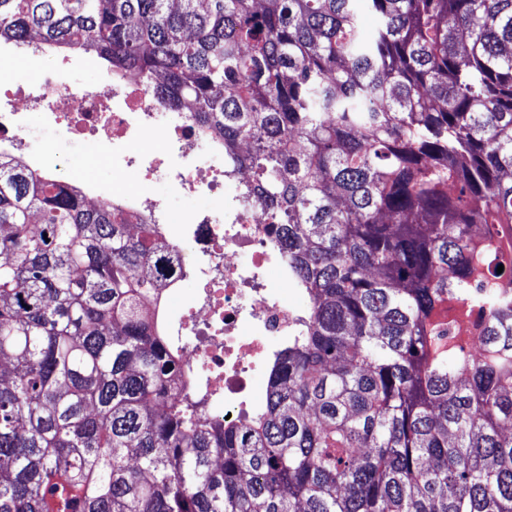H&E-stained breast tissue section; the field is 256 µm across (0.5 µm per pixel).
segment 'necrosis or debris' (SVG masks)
Listing matches in <instances>:
<instances>
[{
	"instance_id": "1",
	"label": "necrosis or debris",
	"mask_w": 512,
	"mask_h": 512,
	"mask_svg": "<svg viewBox=\"0 0 512 512\" xmlns=\"http://www.w3.org/2000/svg\"><path fill=\"white\" fill-rule=\"evenodd\" d=\"M24 51L41 75L19 96L12 89L22 78L0 68V153L38 172L52 153L40 131L93 143L97 158L111 164L113 183L69 170L58 180L80 188L86 204L123 211L133 225H154L178 253L156 304L166 336L181 352L190 391L201 396L208 418L243 423L256 404L252 376L268 375L292 341L298 315L282 293L291 276L262 207L242 205L225 192L230 184L243 187L245 178L226 175L223 139L203 132L185 113L160 109L154 79L108 76L92 89L73 71L93 63V56L64 54L46 67L41 41H28ZM132 171L139 175L133 188L125 181ZM161 181L168 186L163 195L155 190ZM189 195L208 197L210 209L175 211V199ZM188 281L195 289L187 295Z\"/></svg>"
}]
</instances>
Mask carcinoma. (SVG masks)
Returning <instances> with one entry per match:
<instances>
[{
	"label": "carcinoma",
	"mask_w": 512,
	"mask_h": 512,
	"mask_svg": "<svg viewBox=\"0 0 512 512\" xmlns=\"http://www.w3.org/2000/svg\"><path fill=\"white\" fill-rule=\"evenodd\" d=\"M32 38L223 136L306 304L211 422L145 307L177 255L0 155V512H512V0H0Z\"/></svg>",
	"instance_id": "1"
}]
</instances>
